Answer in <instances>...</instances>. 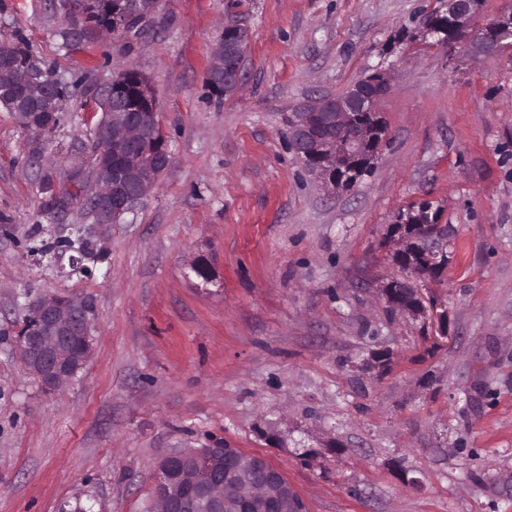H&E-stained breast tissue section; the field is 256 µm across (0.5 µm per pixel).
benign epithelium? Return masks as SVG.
Here are the masks:
<instances>
[{
    "label": "benign epithelium",
    "instance_id": "obj_1",
    "mask_svg": "<svg viewBox=\"0 0 512 512\" xmlns=\"http://www.w3.org/2000/svg\"><path fill=\"white\" fill-rule=\"evenodd\" d=\"M142 0H124L116 27L126 29L141 21ZM475 0H444L443 14L458 24L472 20ZM512 39V13L505 12L489 22L466 30L458 41L472 52H494ZM245 55L235 67L228 66L224 36H219L209 74L219 96L224 88H237L244 72ZM131 69H123L98 94L102 109L95 138V191L84 204L94 223L120 224L137 212L156 187L170 164L168 145L150 150L145 121L156 117V99L150 81L139 76L134 100L127 98ZM27 95L44 104L42 112H26L19 101L4 94L0 105L14 112L31 130L48 132L55 124L61 99L55 96L39 60L31 57L25 65ZM385 86L367 89L354 86L349 94L324 112L311 100L291 115L289 143L298 158H319V171L334 169L339 162L360 159L362 136L345 142L319 136L323 124L340 129L357 112L375 110ZM426 253L448 255V235L429 239ZM27 328L18 338L17 350L24 373L53 392L75 378L92 352V307L85 297L51 295L32 301L27 307ZM152 512H307L306 503L276 466L265 458L225 445L172 450L156 463L152 485Z\"/></svg>",
    "mask_w": 512,
    "mask_h": 512
}]
</instances>
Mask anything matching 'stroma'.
<instances>
[{
	"instance_id": "obj_1",
	"label": "stroma",
	"mask_w": 512,
	"mask_h": 512,
	"mask_svg": "<svg viewBox=\"0 0 512 512\" xmlns=\"http://www.w3.org/2000/svg\"><path fill=\"white\" fill-rule=\"evenodd\" d=\"M441 2L161 0L127 45L77 31L68 0H0V42L86 80L44 136L0 109V512H146L159 457L215 440L281 469L308 512H512V48L401 40ZM233 21L244 78L219 97L206 71ZM127 66L154 86L171 164L135 215L97 226L39 182L93 184L94 94ZM372 68L390 144L362 183L327 188L288 117ZM419 198L451 227L437 282L376 261ZM77 226L88 273L28 253ZM389 277L434 294L446 333L390 311ZM45 295L94 307L91 357L51 394L16 346ZM374 351L388 368L362 370Z\"/></svg>"
}]
</instances>
